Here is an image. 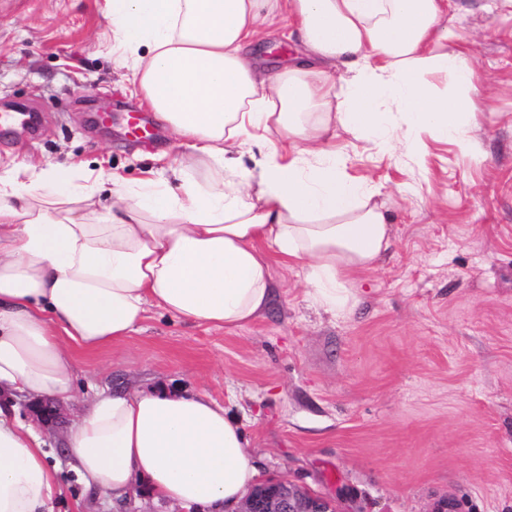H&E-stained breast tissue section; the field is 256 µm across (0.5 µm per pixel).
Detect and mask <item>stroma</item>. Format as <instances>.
Instances as JSON below:
<instances>
[{
  "instance_id": "1",
  "label": "stroma",
  "mask_w": 512,
  "mask_h": 512,
  "mask_svg": "<svg viewBox=\"0 0 512 512\" xmlns=\"http://www.w3.org/2000/svg\"><path fill=\"white\" fill-rule=\"evenodd\" d=\"M482 76L476 154L421 134L393 155L347 135L341 169L380 192L391 245L353 277L347 311L314 302L300 268L273 260L266 311L214 329L151 309L121 342L77 356L80 398L39 426L63 494L51 512H117L87 492L62 443L94 391L208 394L242 429L260 481L338 497L342 512H512V10L452 0ZM37 109L36 129H0V177L51 165L119 174L208 172L148 110L106 0H0V113ZM110 106L113 121L94 117ZM140 112L154 135L128 136Z\"/></svg>"
}]
</instances>
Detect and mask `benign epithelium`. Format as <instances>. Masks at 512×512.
Masks as SVG:
<instances>
[{
	"mask_svg": "<svg viewBox=\"0 0 512 512\" xmlns=\"http://www.w3.org/2000/svg\"><path fill=\"white\" fill-rule=\"evenodd\" d=\"M34 414L43 424L53 426L60 412L51 403L32 405ZM237 512H339L337 500L310 493L287 480H273L251 489Z\"/></svg>",
	"mask_w": 512,
	"mask_h": 512,
	"instance_id": "7a95c632",
	"label": "benign epithelium"
}]
</instances>
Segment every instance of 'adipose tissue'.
<instances>
[{"label":"adipose tissue","instance_id":"ef3b65f1","mask_svg":"<svg viewBox=\"0 0 512 512\" xmlns=\"http://www.w3.org/2000/svg\"><path fill=\"white\" fill-rule=\"evenodd\" d=\"M107 2L147 103L213 165L212 184L179 172L178 190L148 179L135 193L56 166L27 187L0 180V391L11 394L72 400L74 353L124 340L152 307L244 326L270 302L274 254L322 306L345 310L352 274L388 250L390 223L327 135L399 150L385 99L409 130L474 150L477 75L448 0ZM284 21L302 50L271 74L250 48ZM255 149L258 168L242 166ZM106 187L104 220L90 222ZM43 445L0 406V512H46L59 493ZM67 445L87 489L119 498L144 480L187 510L234 512L258 477L239 425L204 394L96 392Z\"/></svg>","mask_w":512,"mask_h":512}]
</instances>
